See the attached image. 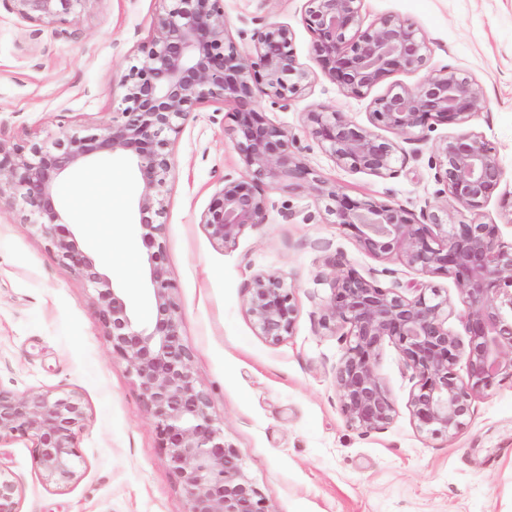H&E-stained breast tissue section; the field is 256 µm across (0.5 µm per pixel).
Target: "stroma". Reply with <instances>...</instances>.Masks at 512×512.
<instances>
[{
  "instance_id": "35a3bbf8",
  "label": "stroma",
  "mask_w": 512,
  "mask_h": 512,
  "mask_svg": "<svg viewBox=\"0 0 512 512\" xmlns=\"http://www.w3.org/2000/svg\"><path fill=\"white\" fill-rule=\"evenodd\" d=\"M165 0H88L75 23L43 26L22 20L12 0H0V141L24 145L64 133L99 132L121 108L115 91L135 63L138 48L157 34ZM364 25L394 15L425 33L424 69L398 71L370 94H342L326 78L313 50L305 0H224L230 34L267 22L288 25L308 84L287 108L257 96L255 109L288 128L301 161L353 198L374 197L420 211L438 185L428 160L434 144L456 134L435 124L396 177L380 178L338 166L308 133V112L344 113L385 140L394 131L373 127V98L389 85L414 86L451 66L473 78L484 102L467 128L497 153L503 177L479 219L497 224L512 243V0H363ZM231 103L199 105L182 122L170 150L162 237L175 285L180 330L192 352V372L211 399L245 474L271 512H512V379H498L477 395L472 416L454 437L417 429L407 402L412 371L384 342L376 372L396 404L384 429L351 427L336 396L335 369L344 350L343 328L324 326L333 262L362 276L389 269L383 286L401 295L424 280L397 256L364 252L336 225L308 186L288 192L266 181L265 223L243 229L235 244L213 241L201 216L224 179L244 169L230 128ZM96 168L112 170L114 248L146 256L137 220L142 179L125 155L103 153ZM280 275L294 288L296 322L272 343L259 336L246 312L253 276ZM447 296L448 325L460 330L464 298L452 279L426 278ZM0 387L79 394L89 420L79 438L82 461L68 484L47 482L32 444L0 446V468L18 489L19 512H183V489L169 467L155 420L126 361L113 353L96 295L66 271L44 235L27 224L19 206L0 201Z\"/></svg>"
}]
</instances>
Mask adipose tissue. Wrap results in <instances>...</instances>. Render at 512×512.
I'll list each match as a JSON object with an SVG mask.
<instances>
[{"mask_svg":"<svg viewBox=\"0 0 512 512\" xmlns=\"http://www.w3.org/2000/svg\"><path fill=\"white\" fill-rule=\"evenodd\" d=\"M111 178V173L105 171H81L74 176L79 190L73 196L72 204L80 208L82 212L85 220L84 234L96 242L105 238L115 237L118 230L113 224L114 212L111 208L110 198L103 195L99 199L94 200L91 199L88 191L93 187H103Z\"/></svg>","mask_w":512,"mask_h":512,"instance_id":"1","label":"adipose tissue"}]
</instances>
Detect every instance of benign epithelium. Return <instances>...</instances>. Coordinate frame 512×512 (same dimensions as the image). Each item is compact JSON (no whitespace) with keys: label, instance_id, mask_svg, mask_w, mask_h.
Masks as SVG:
<instances>
[{"label":"benign epithelium","instance_id":"obj_1","mask_svg":"<svg viewBox=\"0 0 512 512\" xmlns=\"http://www.w3.org/2000/svg\"><path fill=\"white\" fill-rule=\"evenodd\" d=\"M23 20L38 25L76 20L88 0H12ZM157 36L139 47L136 64L117 87L124 108L98 133H65L51 144L0 142V199L19 204L25 220L44 234L61 265L95 292L99 316L112 352L127 363L155 419L161 447L182 486L184 512H270L265 498L245 475L224 429L211 414L208 394L196 384L192 352L183 343L173 283L161 238L166 186L174 169L169 150L181 121L198 105L232 102L234 144L245 177L223 180L222 189L201 223L224 246L236 242L248 225L265 223L268 198L264 180L305 179L309 169L295 156L296 139L288 129L266 120L253 108L256 94L271 107H286L304 89L307 72L292 48L288 26L266 23L240 51L229 34L223 0H169ZM363 0H306L305 22L323 74L349 96L362 97L396 71H418L426 63L428 38L406 21L389 15L367 28ZM483 91L478 83L446 66L415 87L393 84L373 99L371 120L395 131L403 142L436 123L460 128L433 149L431 168L461 208L478 215L503 170L495 151L465 129ZM309 135L336 164L380 178L397 175L396 163L416 151L381 139L325 108L308 113ZM131 156L142 173L139 224L149 230L144 281L153 316L140 320L126 288L101 271L79 244L55 196L65 171L84 165L100 152ZM315 195L328 201L335 224L352 232L361 249L378 259L400 256L429 276L453 278L465 298L460 318L464 335L448 326V298L424 284L409 297L354 271L334 274L324 321L348 328L346 348L336 365V394L348 422L371 432L389 424L396 405L375 370L381 344L392 341L417 379L407 407L420 430L454 436L471 418L476 394L500 377L512 378V246L501 240L496 224L457 221L448 206L429 204L415 213L375 199H353L324 180L309 181ZM247 313L258 335L275 343L293 331L294 289L275 274L253 276ZM465 361L467 379L456 366ZM88 422L75 392L0 388V443L31 441L34 462L46 481L66 484L77 475L78 440ZM0 512H18L16 486L0 473Z\"/></svg>","mask_w":512,"mask_h":512}]
</instances>
